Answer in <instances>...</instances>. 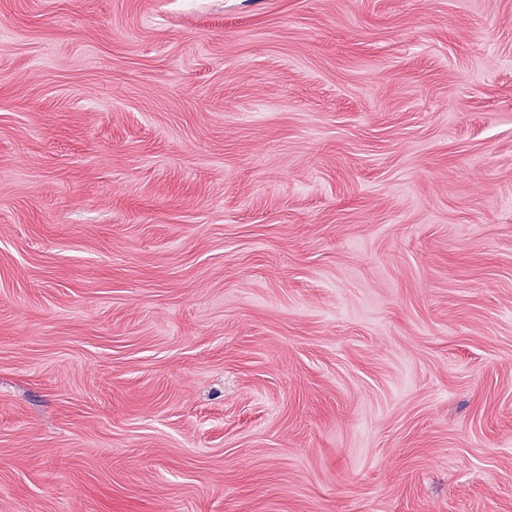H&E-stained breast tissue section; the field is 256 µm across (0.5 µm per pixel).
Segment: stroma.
Returning <instances> with one entry per match:
<instances>
[{
  "label": "stroma",
  "mask_w": 512,
  "mask_h": 512,
  "mask_svg": "<svg viewBox=\"0 0 512 512\" xmlns=\"http://www.w3.org/2000/svg\"><path fill=\"white\" fill-rule=\"evenodd\" d=\"M0 512H512V0H0Z\"/></svg>",
  "instance_id": "stroma-1"
}]
</instances>
